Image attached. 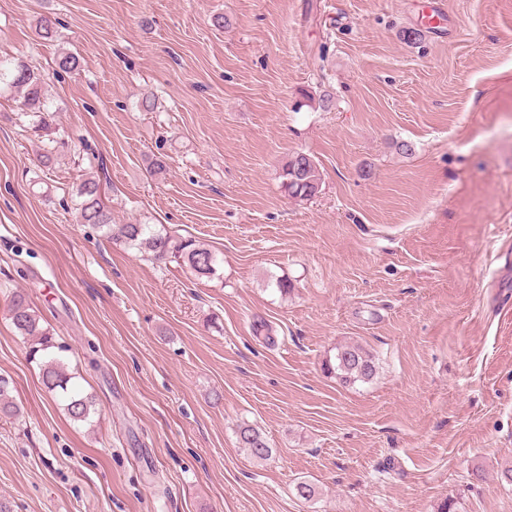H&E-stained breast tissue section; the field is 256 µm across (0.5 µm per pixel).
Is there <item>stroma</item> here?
I'll list each match as a JSON object with an SVG mask.
<instances>
[{
    "label": "stroma",
    "mask_w": 512,
    "mask_h": 512,
    "mask_svg": "<svg viewBox=\"0 0 512 512\" xmlns=\"http://www.w3.org/2000/svg\"><path fill=\"white\" fill-rule=\"evenodd\" d=\"M423 2L0 0V57L44 78L55 114L21 126L0 89L9 512H512V0H445L444 34L406 41ZM44 14L60 40L36 36ZM64 49L80 68L60 80ZM298 152L321 173L304 201L281 188ZM85 173L116 223L194 237L216 275L79 223ZM17 288L95 428L44 387ZM344 341L372 381L328 372ZM237 440L240 448L256 461H266L270 458L272 449L266 437L253 426H240L237 433Z\"/></svg>",
    "instance_id": "stroma-1"
}]
</instances>
